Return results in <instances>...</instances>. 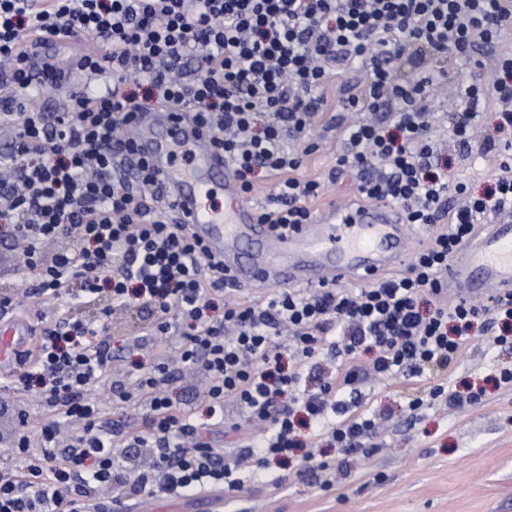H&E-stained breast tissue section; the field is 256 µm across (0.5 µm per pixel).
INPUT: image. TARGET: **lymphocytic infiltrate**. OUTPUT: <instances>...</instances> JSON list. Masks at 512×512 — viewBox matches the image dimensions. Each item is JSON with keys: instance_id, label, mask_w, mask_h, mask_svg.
I'll use <instances>...</instances> for the list:
<instances>
[{"instance_id": "1", "label": "lymphocytic infiltrate", "mask_w": 512, "mask_h": 512, "mask_svg": "<svg viewBox=\"0 0 512 512\" xmlns=\"http://www.w3.org/2000/svg\"><path fill=\"white\" fill-rule=\"evenodd\" d=\"M512 0H0V244L24 243L30 288L0 289V313L43 320L36 341L17 354L22 370L0 379L18 399L38 398L48 416L20 413V429L0 455V512H127L143 492L172 497L214 490L232 495L268 458L312 462L321 443L348 454L367 448L376 423L353 408L363 377L425 383L410 400L459 409L481 391L448 392V371L476 323L512 348V293L481 302L445 294L448 264L478 225L512 213V141H476L478 108L495 105L493 125L512 131V52L500 49ZM74 38L87 50L76 75L103 90L69 94L45 111L42 89H65L53 65L35 68L32 37ZM490 58L492 88L471 77L466 108L454 114L443 146L421 101L436 68ZM368 61L345 110L341 175L358 173L356 197L393 206L421 241L403 270L355 288H288L252 296L224 277L175 216L148 161L123 170L130 135L148 108L169 106L222 154L241 185L271 181L260 223L278 233L309 223L322 183L300 176L317 150L307 133L325 109L323 91L338 65ZM418 79L404 77V69ZM387 109L391 123L373 120ZM495 153L483 191L453 172L450 152ZM139 313L140 340L157 344L132 389L94 395L117 370L116 312ZM181 337V363L204 379L202 419L167 391L169 364L159 343ZM337 341H330V334ZM338 359L319 392L302 382L323 353ZM235 405L236 450L211 438ZM114 418L104 425V408ZM266 437L253 446L248 434ZM143 449L148 464L120 466V446Z\"/></svg>"}]
</instances>
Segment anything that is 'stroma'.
I'll use <instances>...</instances> for the list:
<instances>
[{
  "label": "stroma",
  "mask_w": 512,
  "mask_h": 512,
  "mask_svg": "<svg viewBox=\"0 0 512 512\" xmlns=\"http://www.w3.org/2000/svg\"><path fill=\"white\" fill-rule=\"evenodd\" d=\"M473 62L459 61L423 104L449 131L448 115L460 111V95ZM319 144L303 175L323 182L312 202L352 197L355 178L333 175L345 143L335 124L320 120L312 131ZM512 364V350L495 346L476 329L448 374V388H483V402L470 409L434 406L411 415L407 408L419 389L404 380L375 382L361 389L364 406L383 415L381 451L359 456L358 470L337 473L333 489L321 490L316 474L270 461L264 477L251 480L225 498L223 512H512V386L496 383L495 370ZM282 477L272 486V477Z\"/></svg>",
  "instance_id": "1"
}]
</instances>
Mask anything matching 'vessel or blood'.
I'll list each match as a JSON object with an SVG mask.
<instances>
[{"label":"vessel or blood","mask_w":512,"mask_h":512,"mask_svg":"<svg viewBox=\"0 0 512 512\" xmlns=\"http://www.w3.org/2000/svg\"><path fill=\"white\" fill-rule=\"evenodd\" d=\"M79 41L56 40L41 48L43 59H65L84 50ZM138 153L160 170L178 216L206 250L223 260L224 272L237 287L265 283L280 288H322L330 281H359L395 268L405 253L409 228L389 206L352 202L322 209L310 223L288 234L259 223L255 209L241 207L240 185L229 166L193 128L167 111L139 123ZM193 142L189 167L172 163L169 137ZM224 187L230 206L210 210L203 197L210 184ZM512 292V215L480 225L448 267L449 298H484ZM22 317L0 320V374L17 372L12 353L31 336Z\"/></svg>","instance_id":"1"}]
</instances>
